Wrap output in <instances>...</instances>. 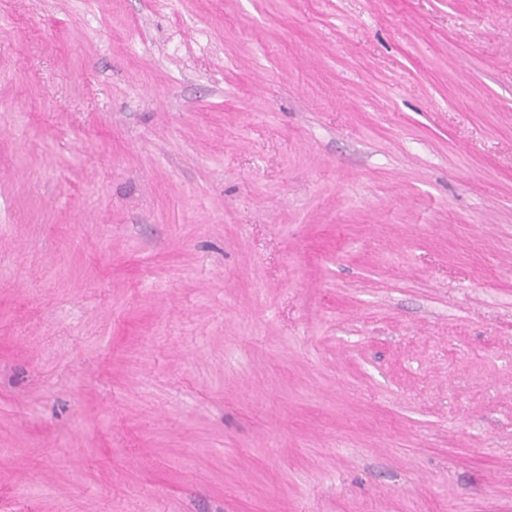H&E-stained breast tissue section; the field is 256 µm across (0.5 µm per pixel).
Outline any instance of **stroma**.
<instances>
[{
	"instance_id": "1",
	"label": "stroma",
	"mask_w": 512,
	"mask_h": 512,
	"mask_svg": "<svg viewBox=\"0 0 512 512\" xmlns=\"http://www.w3.org/2000/svg\"><path fill=\"white\" fill-rule=\"evenodd\" d=\"M0 512H512V0H0Z\"/></svg>"
}]
</instances>
